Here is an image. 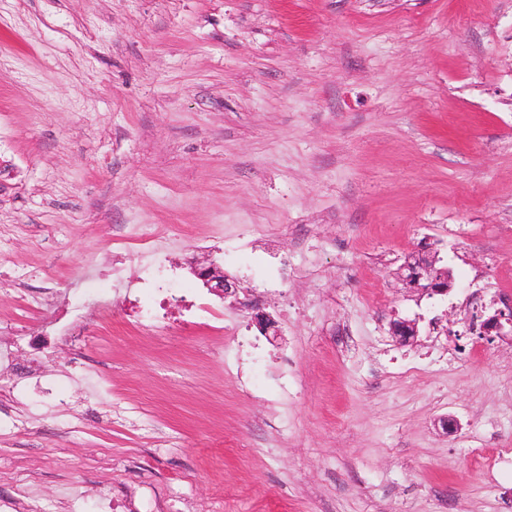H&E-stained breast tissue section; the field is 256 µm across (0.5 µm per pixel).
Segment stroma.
<instances>
[{"label": "stroma", "mask_w": 512, "mask_h": 512, "mask_svg": "<svg viewBox=\"0 0 512 512\" xmlns=\"http://www.w3.org/2000/svg\"><path fill=\"white\" fill-rule=\"evenodd\" d=\"M129 224L265 397L184 303L127 328ZM426 240L448 295L397 277ZM511 274L512 0H0V512H512V340L455 337ZM190 270L211 294L222 299L235 296V283L224 275V269L215 261L210 259L196 261L191 264ZM226 335L229 333L226 331ZM234 336L231 340L230 350L234 359H239L240 354L245 353L251 371L249 379L244 385V390L255 398H261L268 391L267 373L265 367V356L260 344L256 340H250L239 336L236 332L230 333Z\"/></svg>", "instance_id": "35a3bbf8"}]
</instances>
